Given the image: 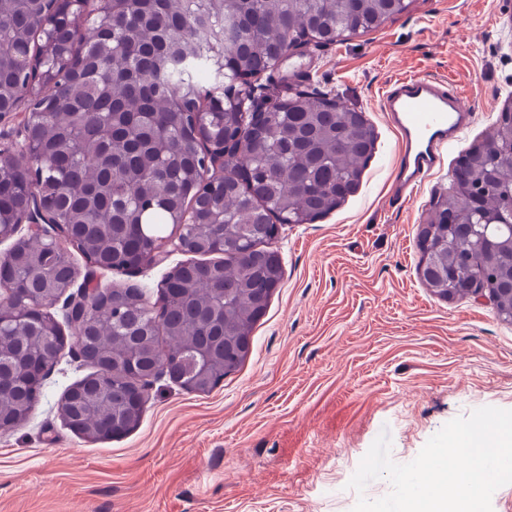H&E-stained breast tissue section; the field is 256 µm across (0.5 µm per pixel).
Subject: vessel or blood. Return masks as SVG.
Wrapping results in <instances>:
<instances>
[{"label":"vessel or blood","instance_id":"b4317fda","mask_svg":"<svg viewBox=\"0 0 512 512\" xmlns=\"http://www.w3.org/2000/svg\"><path fill=\"white\" fill-rule=\"evenodd\" d=\"M381 105L401 137L399 189L403 192L416 187L437 165L441 148L461 138L472 116L461 92L426 76L397 79Z\"/></svg>","mask_w":512,"mask_h":512}]
</instances>
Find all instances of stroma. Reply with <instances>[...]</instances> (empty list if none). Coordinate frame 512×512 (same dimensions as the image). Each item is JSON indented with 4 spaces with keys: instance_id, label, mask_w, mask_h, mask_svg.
Here are the masks:
<instances>
[{
    "instance_id": "1",
    "label": "stroma",
    "mask_w": 512,
    "mask_h": 512,
    "mask_svg": "<svg viewBox=\"0 0 512 512\" xmlns=\"http://www.w3.org/2000/svg\"><path fill=\"white\" fill-rule=\"evenodd\" d=\"M413 74L459 87L474 114L401 201L399 142L381 97ZM259 82L365 112L376 142L358 189L314 223L281 225L283 280L245 363L209 394L161 379L135 431L91 442L61 416L63 394L89 371L65 347L28 421L0 430V512H352L359 497L391 490L383 478L361 494L348 487L381 432L407 463L455 417L512 410V322L484 295L439 298L417 273L429 209L512 102V0H413L381 28L294 51ZM68 253L107 288H156L187 259L175 251L118 274Z\"/></svg>"
}]
</instances>
